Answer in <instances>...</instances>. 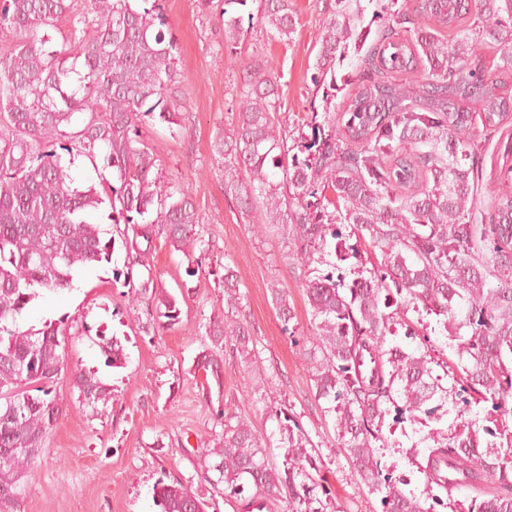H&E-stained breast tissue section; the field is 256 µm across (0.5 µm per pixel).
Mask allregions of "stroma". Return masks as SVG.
Returning a JSON list of instances; mask_svg holds the SVG:
<instances>
[{
  "mask_svg": "<svg viewBox=\"0 0 512 512\" xmlns=\"http://www.w3.org/2000/svg\"><path fill=\"white\" fill-rule=\"evenodd\" d=\"M296 29L288 43L274 39L262 23L260 0L229 5L240 21L239 41H224L219 7L205 0H163L166 20L177 40L180 90L190 107L183 112V133L171 137L166 125L149 134L165 177L179 181L202 216L206 260L188 275L187 259L157 237L150 256L159 286L185 294L179 324L158 327L144 303L131 301L113 269L126 253L116 247L109 264L80 271L72 289L41 291L20 319L22 328L63 322L64 364L56 384L66 411L47 435L23 502L24 512H158L154 487L176 479L205 503L206 512H233L231 503L201 477L202 449L222 445L225 425L246 421L260 434L267 452L282 462L288 432L275 411L294 417L315 447L321 474L332 488L333 512H382L378 495L354 474L336 442L333 418L315 396L309 367L283 329L270 285L288 292L300 334H308L310 306L303 290L306 276L329 272L328 264L303 266L288 255L280 236L240 211L224 191V161L214 145L238 120L239 91L249 66L262 64L280 77L278 117L289 130L305 128L313 113L339 110L357 83V74L383 35L394 12H411V0H364L366 38L335 67L336 91L324 98L314 86L315 55L334 0H293ZM472 143L482 155L477 179L479 204L499 188L512 123L483 128L475 124ZM232 268L241 307L224 303V270ZM227 321L248 325L250 353L224 343V389L206 394L195 369L199 354L212 348L209 327ZM116 335L127 355L121 368L106 366L98 331ZM94 371L110 386L107 406L80 403L71 373Z\"/></svg>",
  "mask_w": 512,
  "mask_h": 512,
  "instance_id": "1",
  "label": "stroma"
}]
</instances>
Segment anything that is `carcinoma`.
Here are the masks:
<instances>
[{
	"label": "carcinoma",
	"mask_w": 512,
	"mask_h": 512,
	"mask_svg": "<svg viewBox=\"0 0 512 512\" xmlns=\"http://www.w3.org/2000/svg\"><path fill=\"white\" fill-rule=\"evenodd\" d=\"M162 0H0V32L12 46L0 53V512H21L23 495L47 433L66 407L54 389L64 369L65 336L46 322L20 329L18 319L42 289L72 287L82 268L109 264L116 240L127 262L116 273L146 297L157 288L148 256L161 234L194 257L201 243L195 204L165 178L149 145V130L167 125L177 137L187 97L179 83L177 44ZM360 0H335L315 56L313 84L333 86L336 58L360 40L352 20ZM414 12L451 40L396 13L341 114L324 113L310 141L276 118L280 78L260 69L240 90L237 125L218 140L224 189L239 206L278 226L305 266L325 262L327 239L337 262L351 256L338 230L381 252V261L305 280L311 336L288 330L309 365L315 395L328 403L336 439L355 474L380 496L382 512H512V186L491 201L488 223H470L479 159L462 139L473 117L498 127L512 118V97L476 64L480 47L503 46L495 65L512 72V0H417ZM224 43L239 36V20L222 9ZM68 19L65 30L57 22ZM262 23L287 42L295 31L291 0H265ZM408 73L412 80H390ZM90 160L102 156L112 179L76 180L53 146ZM281 179L273 180L276 173ZM108 205L117 236L101 235L90 211ZM284 324L294 319L285 289L270 286ZM224 295L241 304L236 278L224 267ZM156 309L164 325L179 323L178 299L163 292ZM442 318L454 359L430 358L428 332L416 333L400 313ZM424 351L392 344L397 326ZM105 363L120 368L117 337L99 333ZM209 336L249 331L215 322ZM441 368L443 374L436 373ZM205 387L223 386L220 361L198 358ZM451 373L452 383L443 384ZM82 402L107 403L111 390L90 370L71 372ZM434 426L404 451L424 479L417 494L404 474L384 461L403 445L385 433L387 418ZM299 423L288 428L282 466L244 421L224 427L221 447L203 452L211 485L239 512H266L283 501L287 512H330V490L307 451ZM468 490L460 500L456 493ZM159 512H205L177 480L154 489Z\"/></svg>",
	"instance_id": "obj_1"
}]
</instances>
